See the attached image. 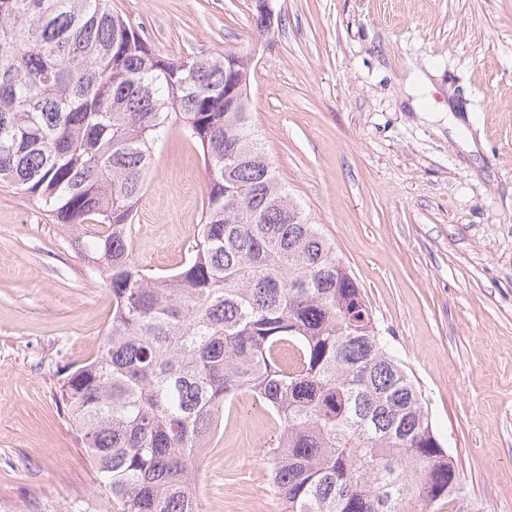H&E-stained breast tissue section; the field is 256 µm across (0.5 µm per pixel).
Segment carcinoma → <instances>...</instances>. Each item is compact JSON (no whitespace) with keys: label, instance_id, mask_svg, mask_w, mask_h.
<instances>
[{"label":"carcinoma","instance_id":"carcinoma-1","mask_svg":"<svg viewBox=\"0 0 512 512\" xmlns=\"http://www.w3.org/2000/svg\"><path fill=\"white\" fill-rule=\"evenodd\" d=\"M245 57L160 56L106 0H0V182L112 290L61 393L99 487L113 512H203L201 461L249 391L279 423L263 457L284 512H480L355 277L231 106ZM173 133L200 149L207 196L185 263L153 275L128 227Z\"/></svg>","mask_w":512,"mask_h":512}]
</instances>
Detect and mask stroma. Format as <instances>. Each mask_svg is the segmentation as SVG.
<instances>
[{
    "instance_id": "stroma-1",
    "label": "stroma",
    "mask_w": 512,
    "mask_h": 512,
    "mask_svg": "<svg viewBox=\"0 0 512 512\" xmlns=\"http://www.w3.org/2000/svg\"><path fill=\"white\" fill-rule=\"evenodd\" d=\"M111 5L165 57L262 44L250 107L270 161L362 288L465 495L512 512V0H271L262 34L253 0ZM205 194L197 146L170 136L129 228L142 269L183 264ZM111 320L72 236L0 183V512H112L61 401L62 369ZM276 426L238 394L198 473L203 512H282L262 456Z\"/></svg>"
}]
</instances>
